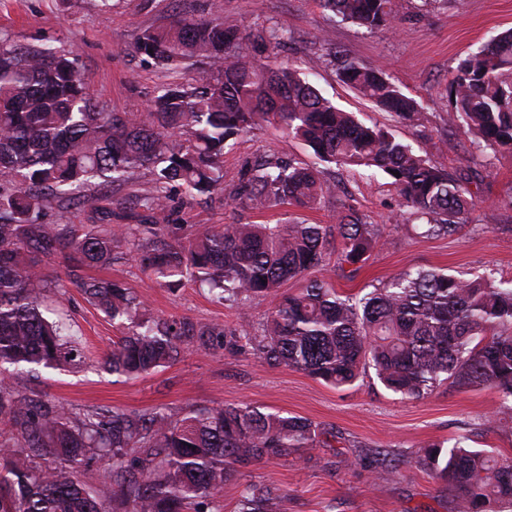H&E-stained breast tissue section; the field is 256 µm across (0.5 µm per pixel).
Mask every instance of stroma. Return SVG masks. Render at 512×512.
<instances>
[{"instance_id": "1", "label": "stroma", "mask_w": 512, "mask_h": 512, "mask_svg": "<svg viewBox=\"0 0 512 512\" xmlns=\"http://www.w3.org/2000/svg\"><path fill=\"white\" fill-rule=\"evenodd\" d=\"M390 31H369L325 11L319 0H0V42L19 47L46 46L78 57L81 76L109 111L146 114L158 89L197 84L202 63L169 70L135 51L139 35L181 13L221 16L241 30L284 29L288 42L269 54V64H285L306 76L336 105L364 123L392 133L426 152L449 174L471 165L482 174L477 205L465 234L427 237L416 220L402 217L401 199L388 177H367L361 170L330 168L337 198L352 197L359 210L378 224L381 244L353 279L334 270L335 254L314 270L343 295L365 294L413 268L442 270L466 278L490 274L512 278V150L495 152L471 144L449 128V82L459 59L479 51L498 32L512 28V0H397ZM381 68L404 94L421 106L423 120L413 124L385 112L342 84L328 47ZM459 142L458 151L446 141ZM278 154L299 163L314 156L281 128L268 126L238 137L224 150V177L232 179L244 162ZM151 186L148 171L100 191L90 201L77 198L47 210L48 223L91 224L108 209L116 224H133L143 210L138 198ZM177 224H308L336 221L335 201L312 209L276 207L262 213L175 195ZM49 282L64 292L48 294L42 306L48 320L69 322L85 350L83 362L64 371L43 369L13 379L15 395L81 409L144 411L166 409L183 416L193 409L251 404L262 410L302 416L335 433L330 447L305 448L286 458L235 466L214 498L224 512H237L245 486L278 488L272 512H456L447 486L415 465L432 444L451 447L461 438L471 447L512 459V432L502 431L505 415L499 393L490 387H460L446 382L422 398L387 391L374 371L337 389L304 371L272 367L252 352L231 353L220 345L192 349L157 371L135 379L113 376L105 365L119 324L92 305L75 279L114 280L140 295L152 316L177 317L198 326L245 324L260 333L275 301L256 297L238 308L217 302L207 287L186 281L176 289L159 286L136 262L121 259L101 268L73 267L62 258L45 260ZM247 321H240V310Z\"/></svg>"}]
</instances>
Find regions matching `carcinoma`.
I'll use <instances>...</instances> for the list:
<instances>
[{
	"mask_svg": "<svg viewBox=\"0 0 512 512\" xmlns=\"http://www.w3.org/2000/svg\"><path fill=\"white\" fill-rule=\"evenodd\" d=\"M325 10L369 31L387 30L395 0H320ZM287 39L283 30L246 33L224 18L179 17L150 27L135 49L162 66L203 59L211 70L195 86H164L143 118L110 112L83 82L77 58L49 47L0 44V512H219L213 494L237 464L330 446L306 418L247 404L193 410L94 409L13 395L8 375L64 369L83 358L65 327L40 311L49 285L44 259L110 265L114 251L167 288L194 278L219 301L241 304L277 295L281 285L323 265L331 239L341 272L359 269L381 241L377 225L350 199L334 224H171L173 195L224 191V148L263 126L282 127L321 163L387 176L426 233L451 235L476 204L474 172L454 177L381 128L322 96L291 67L257 58ZM337 74L376 106L418 124V102L377 68L341 52ZM448 125L483 148L512 149V29L458 62L449 85ZM135 170L153 175L137 224L103 221L85 230L49 224L46 210L75 191L98 188ZM335 196L315 165L268 155L245 162L225 204L257 212L312 208ZM125 332L108 366L127 379L176 361L218 337L230 351L251 349L270 366L307 372L336 388L370 365L389 391L420 398L446 381L487 386L512 402V279L456 278L437 270L400 274L362 296L340 295L317 279L281 297L255 336L244 328L156 319L123 283L77 284ZM107 462L108 510L75 475V466ZM454 492L457 512H512V460L461 443L432 444L414 461ZM274 492L249 486L237 512H269Z\"/></svg>",
	"mask_w": 512,
	"mask_h": 512,
	"instance_id": "1",
	"label": "carcinoma"
}]
</instances>
